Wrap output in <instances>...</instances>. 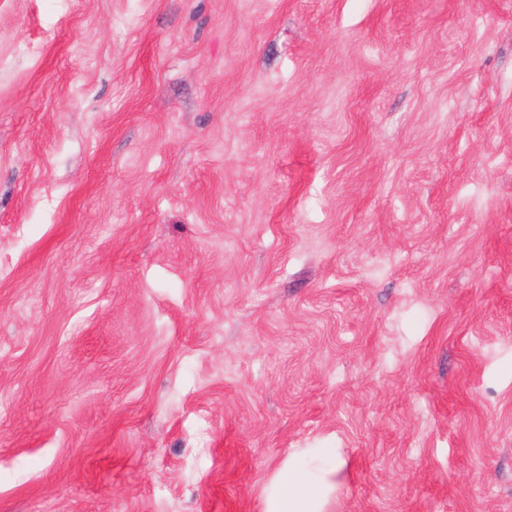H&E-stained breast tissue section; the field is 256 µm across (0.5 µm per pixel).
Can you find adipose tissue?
Wrapping results in <instances>:
<instances>
[{
	"instance_id": "obj_1",
	"label": "adipose tissue",
	"mask_w": 512,
	"mask_h": 512,
	"mask_svg": "<svg viewBox=\"0 0 512 512\" xmlns=\"http://www.w3.org/2000/svg\"><path fill=\"white\" fill-rule=\"evenodd\" d=\"M339 471L335 449L309 448L292 453L270 486L264 512H327Z\"/></svg>"
}]
</instances>
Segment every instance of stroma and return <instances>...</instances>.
Instances as JSON below:
<instances>
[{
    "mask_svg": "<svg viewBox=\"0 0 512 512\" xmlns=\"http://www.w3.org/2000/svg\"><path fill=\"white\" fill-rule=\"evenodd\" d=\"M512 512V0H0V512ZM339 471L340 459L335 448H308L292 453L272 482L263 511H328Z\"/></svg>",
    "mask_w": 512,
    "mask_h": 512,
    "instance_id": "stroma-1",
    "label": "stroma"
}]
</instances>
